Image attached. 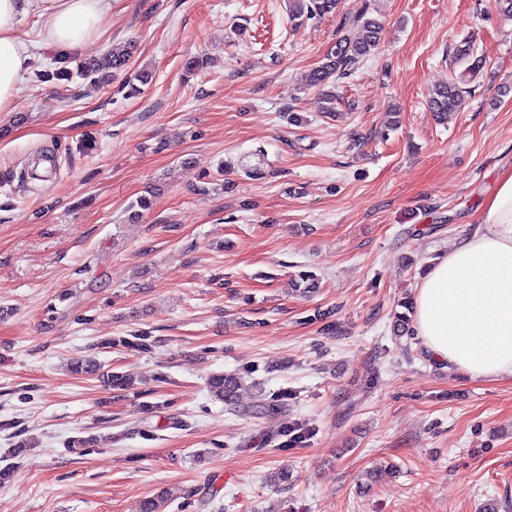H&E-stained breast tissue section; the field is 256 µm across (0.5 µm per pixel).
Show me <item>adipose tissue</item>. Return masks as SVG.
I'll use <instances>...</instances> for the list:
<instances>
[{"label": "adipose tissue", "mask_w": 512, "mask_h": 512, "mask_svg": "<svg viewBox=\"0 0 512 512\" xmlns=\"http://www.w3.org/2000/svg\"><path fill=\"white\" fill-rule=\"evenodd\" d=\"M37 14L46 44L73 47L99 27L102 0H0V112L11 111L32 56L16 33ZM413 323L433 360L469 380L512 378V168L485 199L473 232L428 268L413 297Z\"/></svg>", "instance_id": "obj_1"}]
</instances>
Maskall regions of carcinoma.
<instances>
[{"mask_svg":"<svg viewBox=\"0 0 512 512\" xmlns=\"http://www.w3.org/2000/svg\"><path fill=\"white\" fill-rule=\"evenodd\" d=\"M338 0H290V18L299 20L324 16L334 12ZM367 6L346 14L347 31L340 36L325 61L311 71L306 85L323 89L352 75L379 46L383 31L382 24L367 16ZM135 44L127 42L110 49L101 59L78 69L77 74L91 86L106 83L108 74L124 68L134 53ZM476 76V70L467 68L459 76L434 88L429 94V105L439 118L459 110L463 104L465 85ZM212 395L227 404L240 405V381L233 374L214 377L209 383Z\"/></svg>","mask_w":512,"mask_h":512,"instance_id":"obj_1","label":"carcinoma"}]
</instances>
